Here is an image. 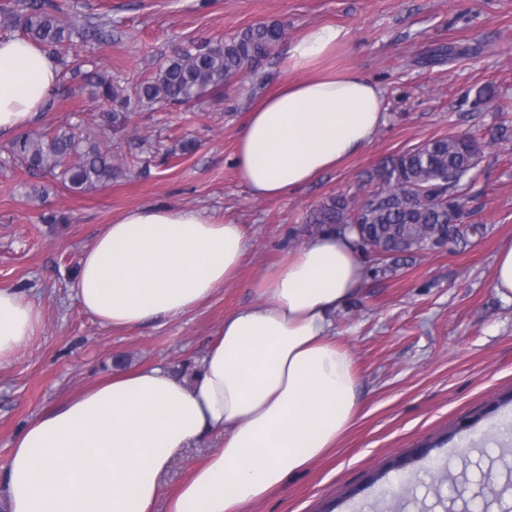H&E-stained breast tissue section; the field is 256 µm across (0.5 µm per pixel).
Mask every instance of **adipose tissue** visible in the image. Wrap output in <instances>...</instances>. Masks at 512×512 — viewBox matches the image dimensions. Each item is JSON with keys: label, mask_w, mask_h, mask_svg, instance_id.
<instances>
[{"label": "adipose tissue", "mask_w": 512, "mask_h": 512, "mask_svg": "<svg viewBox=\"0 0 512 512\" xmlns=\"http://www.w3.org/2000/svg\"><path fill=\"white\" fill-rule=\"evenodd\" d=\"M348 29L312 26L290 44L292 77L249 112L232 165L256 199L285 197L368 146L386 120L361 72L318 71ZM53 56L0 40V138L28 128L59 87ZM243 225L187 207L143 206L106 225L69 285L116 329L194 310L234 279ZM366 276L350 233L327 231L260 283V300L224 318L192 382L148 366L115 372L43 409L16 434L0 496L8 512H155L162 477L204 436L218 445L169 496L167 512H246L336 448L358 414L350 351L332 317ZM40 324L26 294L0 286V364Z\"/></svg>", "instance_id": "obj_1"}]
</instances>
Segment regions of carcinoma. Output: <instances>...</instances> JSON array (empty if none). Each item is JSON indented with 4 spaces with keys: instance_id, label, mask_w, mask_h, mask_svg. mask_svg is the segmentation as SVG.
<instances>
[{
    "instance_id": "obj_1",
    "label": "carcinoma",
    "mask_w": 512,
    "mask_h": 512,
    "mask_svg": "<svg viewBox=\"0 0 512 512\" xmlns=\"http://www.w3.org/2000/svg\"><path fill=\"white\" fill-rule=\"evenodd\" d=\"M112 22L96 18L80 30L52 0H4L0 4V33L18 31L23 37L55 55L62 75L74 71L68 60L76 40L87 33H107ZM285 37L277 23L250 25L230 39L212 44L178 45L156 73L131 89L112 80L97 62L83 73L89 98L99 111L101 134L124 130L131 115L155 105H187L218 93L234 79L256 76V67ZM14 162L32 175L53 174L74 193L106 184L119 176L121 167L101 141L84 138L72 127L60 125L50 133H28L7 148ZM482 144L469 134L437 138L387 158L369 176L374 188L359 200L330 196L313 209L307 232L334 229L352 231L364 254L383 248L381 259L412 258L418 253L482 239L488 224H468L466 204L475 198L470 172L481 159Z\"/></svg>"
}]
</instances>
